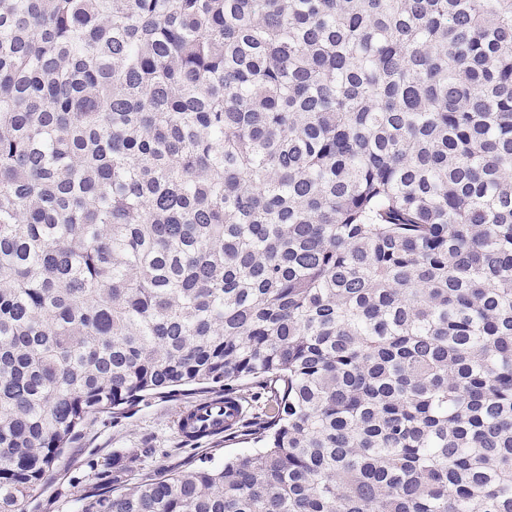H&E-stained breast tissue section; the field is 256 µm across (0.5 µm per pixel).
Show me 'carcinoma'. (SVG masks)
I'll list each match as a JSON object with an SVG mask.
<instances>
[{"instance_id": "cac0c4a2", "label": "carcinoma", "mask_w": 512, "mask_h": 512, "mask_svg": "<svg viewBox=\"0 0 512 512\" xmlns=\"http://www.w3.org/2000/svg\"><path fill=\"white\" fill-rule=\"evenodd\" d=\"M205 387L78 512H512V0H0V512ZM216 395L196 392L173 400L151 398L118 419L112 418V411L95 414L58 457L48 479L25 504V512H75L78 495L112 490V485L101 489L105 486H100L96 463L99 469L108 462L112 470V460H118L115 467L123 469L126 480L122 487H132L161 471L188 470L202 462L220 465L224 458L257 453L260 445L250 440L224 443V437H214L185 442L181 437L180 433L201 431L206 437L224 435L225 425L230 428L243 419L239 402L228 400L224 405V398ZM190 406L193 418L184 426L180 421L179 433L177 417Z\"/></svg>"}]
</instances>
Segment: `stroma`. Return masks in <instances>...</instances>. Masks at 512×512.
<instances>
[{"label": "stroma", "mask_w": 512, "mask_h": 512, "mask_svg": "<svg viewBox=\"0 0 512 512\" xmlns=\"http://www.w3.org/2000/svg\"><path fill=\"white\" fill-rule=\"evenodd\" d=\"M203 398L200 392L151 398L118 419L108 412L95 414L58 457L48 479L25 504V512H75L78 495L100 493L97 467L107 462H116L131 487L161 471L220 465L230 457L257 453L258 444L250 441L214 437L188 442L181 437L180 411Z\"/></svg>", "instance_id": "stroma-1"}]
</instances>
